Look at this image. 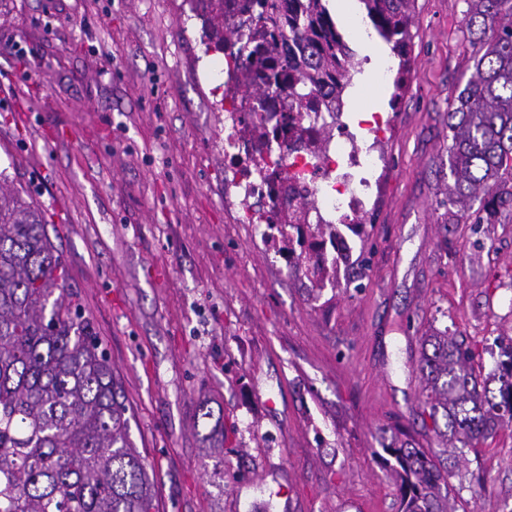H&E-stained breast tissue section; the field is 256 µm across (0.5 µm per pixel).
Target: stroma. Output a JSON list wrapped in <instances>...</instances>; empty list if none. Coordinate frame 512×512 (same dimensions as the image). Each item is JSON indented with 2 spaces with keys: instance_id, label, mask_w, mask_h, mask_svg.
Here are the masks:
<instances>
[{
  "instance_id": "35a3bbf8",
  "label": "stroma",
  "mask_w": 512,
  "mask_h": 512,
  "mask_svg": "<svg viewBox=\"0 0 512 512\" xmlns=\"http://www.w3.org/2000/svg\"><path fill=\"white\" fill-rule=\"evenodd\" d=\"M327 7L358 58L359 0ZM464 0H415L402 91L353 80L389 122L379 193L324 285L224 207L221 92L187 0H0V181L54 224L67 286L122 382L154 512H399L382 446L438 453L419 339L512 344V220L454 223L448 111L471 75ZM224 420V445L205 439ZM456 512H512V424L457 455Z\"/></svg>"
}]
</instances>
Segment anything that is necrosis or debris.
<instances>
[{
    "mask_svg": "<svg viewBox=\"0 0 512 512\" xmlns=\"http://www.w3.org/2000/svg\"><path fill=\"white\" fill-rule=\"evenodd\" d=\"M255 15L252 0H224V40L208 44L224 61V204L236 223L258 226L269 244L288 211L304 210L306 223L320 226L344 260L351 247L336 227L359 223L379 189L372 176L383 155L377 143L358 144L343 131L325 97L313 110L298 108L284 85L267 87L261 98L252 94L259 71L248 54Z\"/></svg>",
    "mask_w": 512,
    "mask_h": 512,
    "instance_id": "4bbe7bcc",
    "label": "necrosis or debris"
}]
</instances>
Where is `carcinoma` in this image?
Returning <instances> with one entry per match:
<instances>
[{
	"instance_id": "1",
	"label": "carcinoma",
	"mask_w": 512,
	"mask_h": 512,
	"mask_svg": "<svg viewBox=\"0 0 512 512\" xmlns=\"http://www.w3.org/2000/svg\"><path fill=\"white\" fill-rule=\"evenodd\" d=\"M258 2L261 36L250 55L260 60V80L300 85L299 103L327 86L328 95H341L356 54L325 0ZM360 2L399 56L396 98L409 72L413 0ZM464 2L473 72L448 111V205L467 207V222L491 224L512 215V0ZM211 13L222 41L224 0ZM288 38L302 51L290 62L278 47ZM65 275L39 207L0 185V512H152V484L128 438L120 381ZM474 357L446 329L422 337V414L454 449L473 448L512 422V350L493 377L475 371ZM382 449L401 483V512H453L448 476L425 449L398 438Z\"/></svg>"
}]
</instances>
